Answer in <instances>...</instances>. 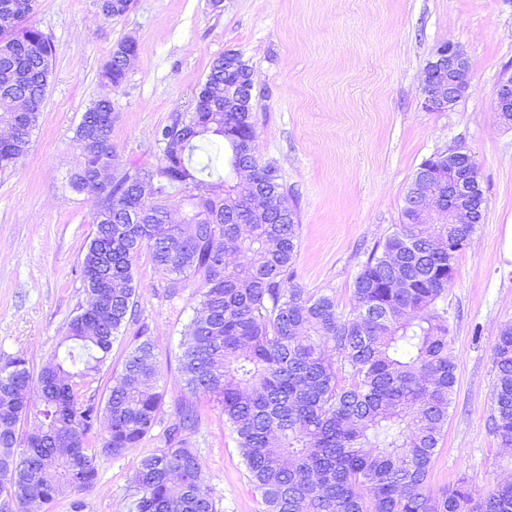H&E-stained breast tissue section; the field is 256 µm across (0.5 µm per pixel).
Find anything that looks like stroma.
<instances>
[{"label": "stroma", "instance_id": "stroma-1", "mask_svg": "<svg viewBox=\"0 0 512 512\" xmlns=\"http://www.w3.org/2000/svg\"><path fill=\"white\" fill-rule=\"evenodd\" d=\"M34 24L54 45V79L27 156L0 171V361L25 358L40 372L88 304L81 262L95 226L94 195L73 192L75 129L101 93L99 72L123 38L138 53L112 92V142L122 167L154 172L159 127L188 111L211 61L242 53L253 72V152L280 171L298 210L296 281L353 302L371 249L401 221L408 183L433 154L462 147L474 157L484 220L454 260L448 287L456 366L453 402L426 486L439 495L466 479L479 497L512 481V448L490 429L493 347L512 323V124L498 114L495 86L512 71V0H134L126 17L102 16L94 0H39ZM459 44L471 65L465 101L423 107V76L437 45ZM138 323L154 346L165 406L184 393L180 343L195 314L194 288L164 295L148 253L136 261ZM201 477L219 512L264 505L223 413L209 409L191 437ZM160 439L105 455L81 492L85 512H129L131 478Z\"/></svg>", "mask_w": 512, "mask_h": 512}]
</instances>
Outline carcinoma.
I'll list each match as a JSON object with an SVG mask.
<instances>
[{"instance_id":"obj_1","label":"carcinoma","mask_w":512,"mask_h":512,"mask_svg":"<svg viewBox=\"0 0 512 512\" xmlns=\"http://www.w3.org/2000/svg\"><path fill=\"white\" fill-rule=\"evenodd\" d=\"M129 2L105 0V18L124 17ZM36 6L0 0V125L17 131L0 143V170L28 154L52 82L53 44L32 23ZM137 53L134 39L120 41L100 70L101 85L119 88L126 59ZM247 77L251 67L236 50L211 61L189 111L156 131L163 165L154 175L120 169L110 96L86 107L74 136L82 162L69 186L80 193L102 164L114 170L82 259L98 325L84 336L71 320L64 352L39 374L38 404L28 397L27 361H0V512H29L33 502L52 512L64 499L70 512H83L84 502L71 496L94 484L98 457L123 455L161 425V373L143 329L105 402L91 394L114 340L137 322L135 261L144 251L166 276L165 297L178 300L194 284L200 311L182 344L186 393L172 405L163 447L139 461L132 512H218L190 441L208 407L224 413L264 512H512V482L477 499L463 479L439 496L424 493L456 383L442 302L455 254L483 220L482 189L467 199L473 223H448L445 205L432 228L412 207L420 176L433 171L453 182L462 169L424 160L408 184L401 223L370 251L354 304L340 311L333 296L295 282L297 209L278 169L253 154V113L204 106L213 85ZM202 150L206 159L194 162ZM146 176L156 192L142 199ZM176 185L209 190L197 201L188 195L192 232L161 220ZM494 369L490 425L512 447V324L500 330ZM102 418L107 433L95 446L90 434ZM30 421L33 431L20 433Z\"/></svg>"}]
</instances>
